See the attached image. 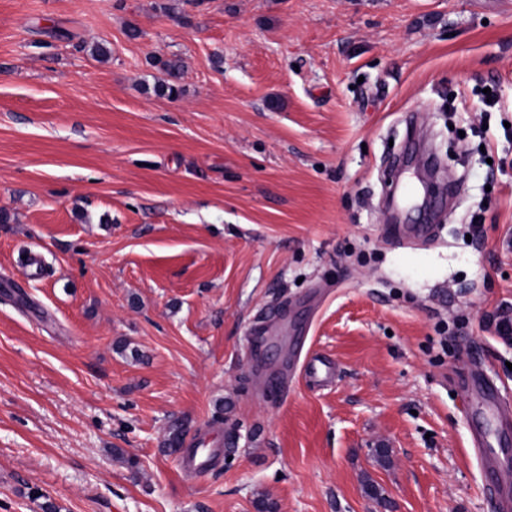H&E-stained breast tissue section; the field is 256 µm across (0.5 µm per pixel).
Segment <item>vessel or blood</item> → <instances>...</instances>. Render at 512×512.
I'll use <instances>...</instances> for the list:
<instances>
[{"instance_id": "1", "label": "vessel or blood", "mask_w": 512, "mask_h": 512, "mask_svg": "<svg viewBox=\"0 0 512 512\" xmlns=\"http://www.w3.org/2000/svg\"><path fill=\"white\" fill-rule=\"evenodd\" d=\"M305 377L323 387L336 377V365L329 358L312 356L305 366ZM472 410L482 417V427L474 432V449L488 476L485 493L496 512H512V459L498 445V436L512 426V405L504 401L500 389L478 365H469L458 383Z\"/></svg>"}]
</instances>
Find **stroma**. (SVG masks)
Masks as SVG:
<instances>
[{
    "label": "stroma",
    "instance_id": "obj_1",
    "mask_svg": "<svg viewBox=\"0 0 512 512\" xmlns=\"http://www.w3.org/2000/svg\"><path fill=\"white\" fill-rule=\"evenodd\" d=\"M413 113L455 192L393 222ZM1 208L0 512H493L456 376L512 401V0H0ZM305 377L314 386H326L336 378V364L324 356H312L306 363Z\"/></svg>",
    "mask_w": 512,
    "mask_h": 512
}]
</instances>
